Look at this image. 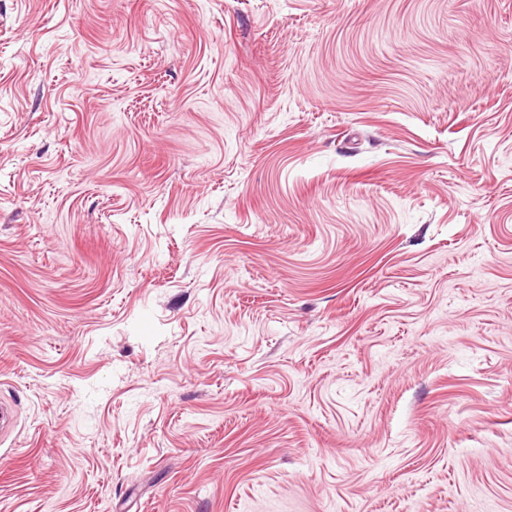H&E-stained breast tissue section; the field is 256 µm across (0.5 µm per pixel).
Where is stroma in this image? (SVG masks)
I'll list each match as a JSON object with an SVG mask.
<instances>
[{
  "mask_svg": "<svg viewBox=\"0 0 512 512\" xmlns=\"http://www.w3.org/2000/svg\"><path fill=\"white\" fill-rule=\"evenodd\" d=\"M0 512H512V0H0Z\"/></svg>",
  "mask_w": 512,
  "mask_h": 512,
  "instance_id": "obj_1",
  "label": "stroma"
}]
</instances>
